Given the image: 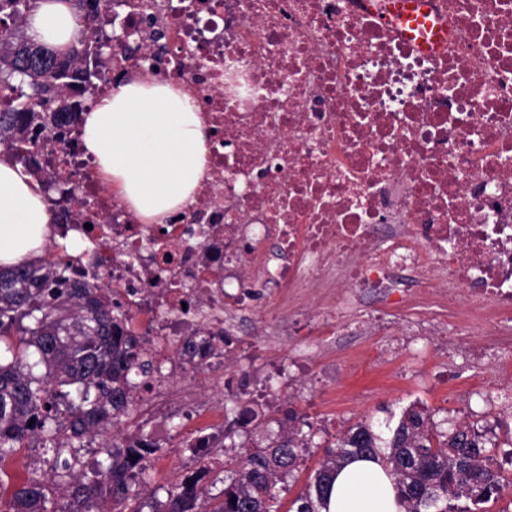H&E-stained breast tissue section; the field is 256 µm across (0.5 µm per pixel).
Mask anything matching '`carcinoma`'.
Here are the masks:
<instances>
[{
  "label": "carcinoma",
  "mask_w": 512,
  "mask_h": 512,
  "mask_svg": "<svg viewBox=\"0 0 512 512\" xmlns=\"http://www.w3.org/2000/svg\"><path fill=\"white\" fill-rule=\"evenodd\" d=\"M0 157L32 153L38 134L78 122L77 101L62 94L75 85L92 94L105 81L112 49L81 30L57 52L28 39L39 0H0ZM85 27L112 0H74ZM68 259L36 257L0 267V512H279L278 484L291 477L308 448L303 428L263 448H242L224 466H203L166 490L151 489L148 459L161 447L140 435L104 444L102 459L84 471L91 434L137 410L136 390L159 367L129 327L130 313L100 282L73 287ZM142 377V381L135 377ZM44 449L46 469L15 464L25 443ZM383 456L405 512H448L465 500L475 508L509 484L499 472V446L477 423L437 429L416 407L402 411L388 438L367 422L349 427L325 456L287 512H320L336 470L354 457ZM222 483L209 506H198L199 483ZM235 502H230V499Z\"/></svg>",
  "instance_id": "carcinoma-1"
}]
</instances>
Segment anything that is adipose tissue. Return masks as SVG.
<instances>
[{
    "instance_id": "adipose-tissue-1",
    "label": "adipose tissue",
    "mask_w": 512,
    "mask_h": 512,
    "mask_svg": "<svg viewBox=\"0 0 512 512\" xmlns=\"http://www.w3.org/2000/svg\"><path fill=\"white\" fill-rule=\"evenodd\" d=\"M71 0H39L28 35L58 51L71 47ZM87 157L145 224H157L191 199L206 174V133L191 97L170 84L135 78L114 86L83 115ZM53 215L40 184L0 159V265L43 254ZM325 512H403L382 458H358L336 473Z\"/></svg>"
}]
</instances>
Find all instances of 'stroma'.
<instances>
[{
    "instance_id": "1",
    "label": "stroma",
    "mask_w": 512,
    "mask_h": 512,
    "mask_svg": "<svg viewBox=\"0 0 512 512\" xmlns=\"http://www.w3.org/2000/svg\"><path fill=\"white\" fill-rule=\"evenodd\" d=\"M417 319L416 313L407 312L392 324L372 327L367 335L343 338L336 346L318 351L304 374L291 362L289 342L273 346L265 342L268 319H253L241 338L237 378L244 390L275 391L269 401L254 404L258 424L242 426L232 398H217L207 389L194 388L188 401L176 396L177 380L164 376L157 394L144 399L142 414L122 417L102 438L119 443L141 433L151 436L163 451L151 459L149 471L154 485L167 489L199 465L184 446L188 433L219 432L225 443L253 448L265 445L277 434L287 411H294L314 425L317 435L314 448L281 496L286 510L319 468L326 446L347 428L366 421L387 433L390 415L413 405L444 427L479 422L492 430L500 449H511L512 417L499 414L495 401L503 382L512 383V371L499 381L493 369L474 371L462 361L454 381H443L440 373L448 365V353L440 341L430 342L424 352L402 343ZM379 343L392 347V358L370 369L360 368V359Z\"/></svg>"
}]
</instances>
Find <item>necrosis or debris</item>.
Masks as SVG:
<instances>
[{
  "instance_id": "obj_1",
  "label": "necrosis or debris",
  "mask_w": 512,
  "mask_h": 512,
  "mask_svg": "<svg viewBox=\"0 0 512 512\" xmlns=\"http://www.w3.org/2000/svg\"><path fill=\"white\" fill-rule=\"evenodd\" d=\"M443 31L421 49L388 0H114L112 83L180 84L207 173L162 224H141L49 132L76 190L59 217L85 246L67 275L135 298L148 335L203 338L186 372L214 394L236 344L224 300L299 310L291 343L351 321L375 292L465 316L444 338L473 367L512 362V0H419Z\"/></svg>"
}]
</instances>
